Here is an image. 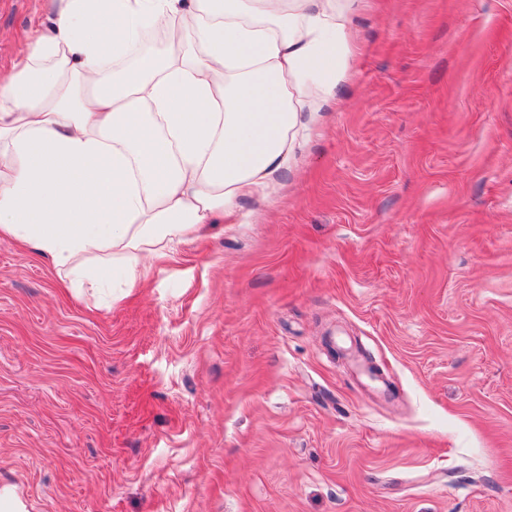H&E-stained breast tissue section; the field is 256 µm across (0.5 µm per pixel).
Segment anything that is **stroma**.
I'll return each mask as SVG.
<instances>
[{
    "label": "stroma",
    "instance_id": "1",
    "mask_svg": "<svg viewBox=\"0 0 512 512\" xmlns=\"http://www.w3.org/2000/svg\"><path fill=\"white\" fill-rule=\"evenodd\" d=\"M63 0H0V72ZM278 194L140 287L0 238L23 512H512V0H359Z\"/></svg>",
    "mask_w": 512,
    "mask_h": 512
}]
</instances>
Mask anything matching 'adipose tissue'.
Segmentation results:
<instances>
[{
	"label": "adipose tissue",
	"mask_w": 512,
	"mask_h": 512,
	"mask_svg": "<svg viewBox=\"0 0 512 512\" xmlns=\"http://www.w3.org/2000/svg\"><path fill=\"white\" fill-rule=\"evenodd\" d=\"M356 0H66L0 77V236L72 288L274 196L336 103ZM167 34L162 54L143 36Z\"/></svg>",
	"instance_id": "ef3b65f1"
}]
</instances>
